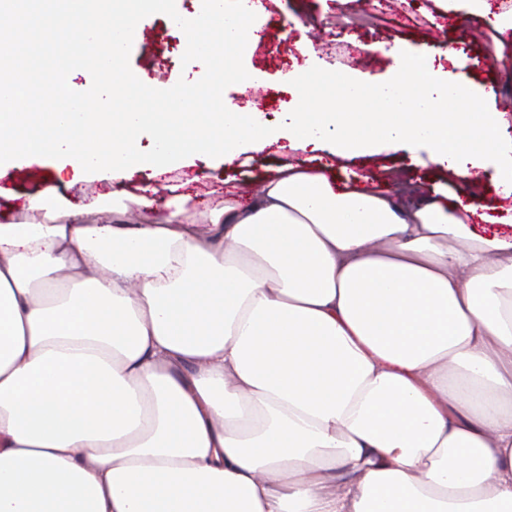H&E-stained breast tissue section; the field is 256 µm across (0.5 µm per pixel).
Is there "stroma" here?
<instances>
[{
	"label": "stroma",
	"instance_id": "1",
	"mask_svg": "<svg viewBox=\"0 0 512 512\" xmlns=\"http://www.w3.org/2000/svg\"><path fill=\"white\" fill-rule=\"evenodd\" d=\"M267 7L259 22L265 32L255 46L245 50L242 65L258 76L254 89L234 81L221 86L225 103L246 105L259 100L261 111L270 118L293 107L288 88V74L303 64L309 52H317L337 75H356L375 83L389 81L391 58L387 47L401 44L428 49L430 57L448 71L451 79H466L485 87H495L496 99L487 109L505 113L512 121V69L505 64L512 59V46L504 49L503 59H495V41L499 37L486 19L473 16L464 0H263ZM185 0H162L157 11L143 15L140 28L150 33L149 39H137L129 45L124 66L132 72H146L152 81L155 104H162L171 87L196 80L206 85L212 78L210 64L187 56L185 29L172 25L174 16L184 14ZM311 23L306 32L286 28L289 17ZM373 46L372 66H364L359 53H347L345 45ZM302 152L276 146L261 152H247L234 161L215 157L209 166L187 160L171 166L166 172L151 175L134 171L115 181H88L65 178L57 181L55 166L48 159H32L19 166L0 171V217L16 213L29 199L47 185H55L68 203L79 206L101 199L105 208L135 209L142 195L155 198L150 217L162 220L165 202L173 194L185 199L188 209L206 211L223 199L225 192L236 194L256 191L264 180L287 162L301 160ZM332 170L341 188L353 185L355 175L366 173L367 189L376 192L395 191L391 173H399L411 188L448 202L459 182L458 177L440 170L428 153L413 157L405 151L354 155L336 159Z\"/></svg>",
	"mask_w": 512,
	"mask_h": 512
}]
</instances>
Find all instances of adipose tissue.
Segmentation results:
<instances>
[{
    "label": "adipose tissue",
    "mask_w": 512,
    "mask_h": 512,
    "mask_svg": "<svg viewBox=\"0 0 512 512\" xmlns=\"http://www.w3.org/2000/svg\"><path fill=\"white\" fill-rule=\"evenodd\" d=\"M161 0H0V169L159 171L287 141L332 154L425 146L462 176L451 203L340 189L277 168L241 203L161 224H82L47 186L0 224V512H512V234L471 226V188L512 144L476 90L395 49L383 85L337 84L310 56L296 106L213 111L188 83L161 109L122 55ZM261 0L175 17L188 55L250 87ZM93 93L57 89L73 67ZM340 88L339 97L329 96ZM459 376L450 384L449 373Z\"/></svg>",
    "instance_id": "ef3b65f1"
}]
</instances>
